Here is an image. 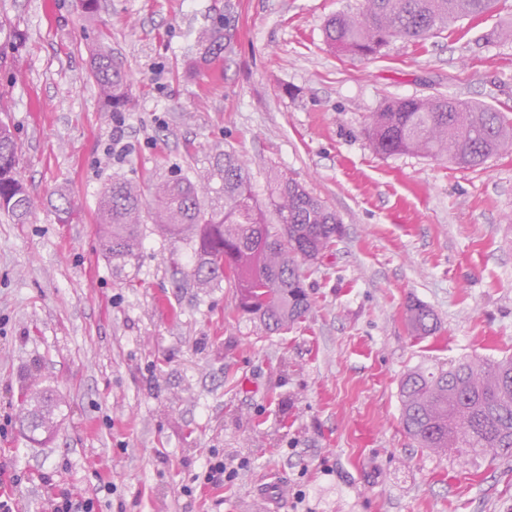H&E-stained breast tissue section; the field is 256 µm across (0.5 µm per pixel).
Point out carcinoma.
<instances>
[{"label": "carcinoma", "instance_id": "cac0c4a2", "mask_svg": "<svg viewBox=\"0 0 512 512\" xmlns=\"http://www.w3.org/2000/svg\"><path fill=\"white\" fill-rule=\"evenodd\" d=\"M497 0H363L355 13L338 12L324 25L326 44L337 52L367 58L396 40L422 45L448 26L478 20ZM204 54L224 50V27L202 37ZM91 75L106 109L129 103L128 73L98 49ZM366 137L383 157L416 154L446 157L462 168L512 152V123L493 109L453 97L393 99L370 117ZM19 148L0 122V214L25 224L34 198L18 175ZM101 246L119 268L139 262L144 224L192 244L184 276L205 288L226 282L235 288L237 313L277 333L302 322L311 308L303 268L333 249L342 225L328 206L296 178L278 171L263 202L255 199L251 173L233 150L213 155L206 187L180 168L159 182L151 201L139 186L116 178L99 200ZM419 338L434 335L438 318L420 301L405 309ZM401 424L418 445L436 454L450 450L475 456H512V355L469 357L448 368L417 367L399 384ZM63 403L52 389L23 393L20 426L34 443L50 438Z\"/></svg>", "mask_w": 512, "mask_h": 512}]
</instances>
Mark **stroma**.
<instances>
[{
    "label": "stroma",
    "instance_id": "obj_1",
    "mask_svg": "<svg viewBox=\"0 0 512 512\" xmlns=\"http://www.w3.org/2000/svg\"><path fill=\"white\" fill-rule=\"evenodd\" d=\"M361 0H0V122L20 145L29 223L0 217V466L16 512L68 492L95 512H512V457L438 455L400 424L418 366L512 354V154L462 169L376 155L364 127L389 99L436 94L512 120V0L423 46L371 59L324 42ZM228 49L202 58L216 23ZM131 78L106 112L90 54ZM123 128L124 148L112 136ZM249 164L257 199L294 174L343 235L306 267L311 310L285 333L232 316L229 284L180 274L191 247L146 224L137 268L103 256L97 207L113 178L144 197L178 167L200 180L214 144ZM75 208L59 223L52 200ZM440 321L412 336L409 299ZM52 388L46 443L19 427L18 390ZM236 478L181 493L211 451Z\"/></svg>",
    "mask_w": 512,
    "mask_h": 512
}]
</instances>
